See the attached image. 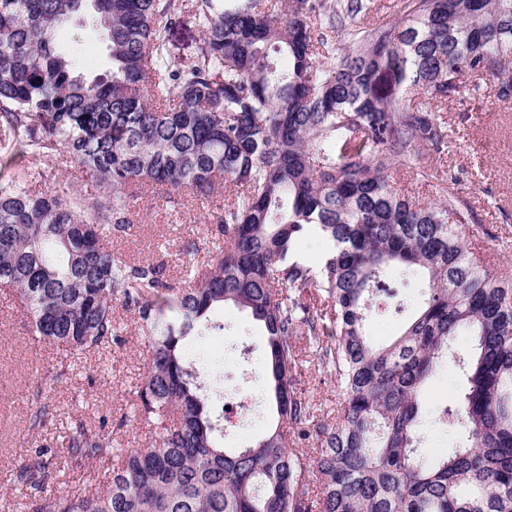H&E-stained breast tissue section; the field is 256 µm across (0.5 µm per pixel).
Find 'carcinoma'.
<instances>
[{"mask_svg": "<svg viewBox=\"0 0 512 512\" xmlns=\"http://www.w3.org/2000/svg\"><path fill=\"white\" fill-rule=\"evenodd\" d=\"M372 0H0V160L65 153L98 196L37 189L0 173V290L31 334L78 357L120 332L112 302L137 315L148 348L133 421L155 427L148 448H123L127 417L88 425L75 400L13 478L18 512H512V280L476 255L479 222L456 180L422 204L391 180L448 147L438 102L468 77L512 99V0H404L395 23L365 22ZM204 39L169 53L185 14ZM100 32L103 71L80 68L53 33ZM330 60L323 66L316 56ZM232 184L206 256L187 247L184 279L112 250L145 187L208 199ZM317 234L319 268L289 260ZM420 276L416 315L388 345L364 331L367 301L400 313L382 279ZM231 303L262 323L264 371L277 424L229 452L209 381L183 354L224 330ZM334 337L322 357L340 398L316 423L294 387V337ZM460 336L468 350L455 353ZM453 362L456 401L422 407L427 382ZM453 438L427 453V424ZM315 429L319 448L288 447ZM75 477L86 489L47 494Z\"/></svg>", "mask_w": 512, "mask_h": 512, "instance_id": "obj_1", "label": "carcinoma"}]
</instances>
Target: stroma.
<instances>
[{
	"instance_id": "stroma-1",
	"label": "stroma",
	"mask_w": 512,
	"mask_h": 512,
	"mask_svg": "<svg viewBox=\"0 0 512 512\" xmlns=\"http://www.w3.org/2000/svg\"><path fill=\"white\" fill-rule=\"evenodd\" d=\"M55 40L78 46L86 69L100 71L106 48L99 33L70 26L58 30ZM436 109L447 123L448 148L439 158L424 155L421 167L459 178L481 219L477 242L484 259L493 270L512 277V100L498 99L493 81L473 78L466 92ZM224 203L221 197L202 201L151 189L130 213L129 234L114 239L113 245L131 259L164 262L171 277L181 278L182 248L205 244ZM113 311L123 327L119 340L68 367L56 348L34 340L23 312L0 292V493L9 490L15 469L40 439L30 427L36 407H46L51 425L77 396L83 397L85 417L93 425L100 416L116 422L128 412L143 381L146 348L133 311L119 302ZM217 316L223 332L194 339L185 352L202 376L223 372L224 398L215 403L214 412L234 419L224 431L225 447L243 448L276 422L273 407L258 398L266 386V338L263 326L246 310L227 304ZM294 343L295 386L310 399L318 418L332 420L339 393L336 378L307 336H296ZM247 396L252 410L243 414L238 403Z\"/></svg>"
}]
</instances>
